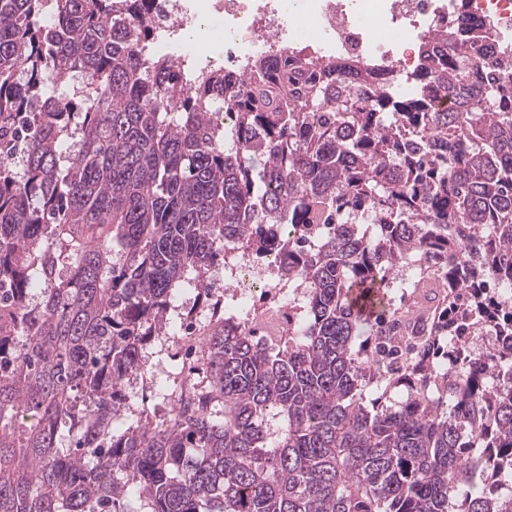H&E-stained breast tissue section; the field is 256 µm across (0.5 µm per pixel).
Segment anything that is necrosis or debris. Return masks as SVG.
<instances>
[{
	"label": "necrosis or debris",
	"instance_id": "necrosis-or-debris-1",
	"mask_svg": "<svg viewBox=\"0 0 512 512\" xmlns=\"http://www.w3.org/2000/svg\"><path fill=\"white\" fill-rule=\"evenodd\" d=\"M210 10L224 16V62L245 70L256 53L277 56L302 46L315 62L330 58H368L399 73L413 74L412 56H394L390 41L407 28L435 32L439 23L467 27L493 24L500 35L512 33V0H384L385 35H371L373 12L356 14L355 0H301L306 27H298L284 8V0H207ZM202 14L198 0H151L149 18L173 39L174 61L187 72L210 70L214 57H201L185 36Z\"/></svg>",
	"mask_w": 512,
	"mask_h": 512
}]
</instances>
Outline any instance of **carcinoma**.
Listing matches in <instances>:
<instances>
[{
	"label": "carcinoma",
	"instance_id": "cac0c4a2",
	"mask_svg": "<svg viewBox=\"0 0 512 512\" xmlns=\"http://www.w3.org/2000/svg\"><path fill=\"white\" fill-rule=\"evenodd\" d=\"M148 2L56 0L45 27V0H0V512H125L131 489L151 512H512L487 488L512 479V304L490 290L512 276V43L437 29L409 96L370 60L301 50L276 83L260 54L185 95L176 63L146 54ZM76 73L74 97L44 95ZM225 251L306 283V316L277 345L224 323L205 340L211 391L116 431L141 337L182 284L209 292ZM410 258L448 304L412 348L380 318L355 349L371 316L353 288L385 293ZM365 382L406 399L369 410Z\"/></svg>",
	"mask_w": 512,
	"mask_h": 512
}]
</instances>
